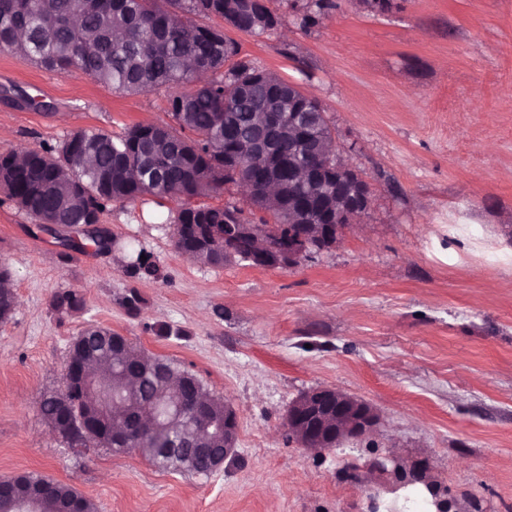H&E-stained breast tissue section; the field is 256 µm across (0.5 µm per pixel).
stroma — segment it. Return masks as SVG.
<instances>
[{
  "label": "stroma",
  "instance_id": "obj_1",
  "mask_svg": "<svg viewBox=\"0 0 512 512\" xmlns=\"http://www.w3.org/2000/svg\"><path fill=\"white\" fill-rule=\"evenodd\" d=\"M305 30L231 31L241 54L316 98L338 153L369 186L367 210L335 244L288 268L204 266L178 254L184 202L151 197L101 218L112 252L35 232L0 190V267L16 295L0 321V477L34 471L75 486L98 512H403L405 491L370 465L395 452L424 467L448 512H512V0H359ZM0 152L80 129L167 121L164 94H119L88 77L0 54ZM158 280L124 268L128 245ZM142 298L130 315L129 290ZM83 294L59 316L55 292ZM112 329L173 359L234 409L236 457L207 475L70 446L44 420L69 344ZM342 390L377 429L308 451L285 417L302 393ZM141 255H144L146 260H142ZM125 271L131 278L157 279L160 277L159 266L153 256L144 249L134 250L130 253Z\"/></svg>",
  "mask_w": 512,
  "mask_h": 512
}]
</instances>
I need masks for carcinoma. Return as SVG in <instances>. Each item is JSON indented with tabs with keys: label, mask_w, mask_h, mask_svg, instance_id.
Listing matches in <instances>:
<instances>
[{
	"label": "carcinoma",
	"mask_w": 512,
	"mask_h": 512,
	"mask_svg": "<svg viewBox=\"0 0 512 512\" xmlns=\"http://www.w3.org/2000/svg\"><path fill=\"white\" fill-rule=\"evenodd\" d=\"M296 13L299 26L319 24L335 0H0V43L35 65L78 73L115 91L137 94L165 90L170 121L135 125L120 134L89 129L70 132L53 146L0 154V188L33 219L61 224H92L114 204L146 196H180L187 201L218 195L242 182L254 188L259 219L250 235L239 232L236 205L183 207L174 218L177 252L212 267L245 262L261 267V255L281 249L288 229L308 234L317 224L336 219L344 197L329 178L336 166L330 121L294 88V83L240 57L238 43L222 28L197 23L218 17L225 26L260 35L277 28L273 2ZM264 129L272 148L262 161L252 155L253 135ZM232 150L237 164H224ZM131 278L157 279L160 268L143 250L130 253ZM15 294L8 271H0V317L8 320ZM84 297L59 292L53 307L60 314L79 310ZM81 352L85 377L112 381L123 398L104 419H133L139 432L128 443L106 441L105 448H128L153 465L207 475L210 461L191 446L222 448L201 427L169 419L164 407L182 398L198 402L216 424L224 423V399L171 359L137 347L125 337L91 325L73 339ZM93 408V398L70 386L43 395L40 413L62 437L73 414ZM0 498V512L43 486L40 512H64L75 501L83 512L96 504L68 484L21 472Z\"/></svg>",
	"instance_id": "1"
}]
</instances>
